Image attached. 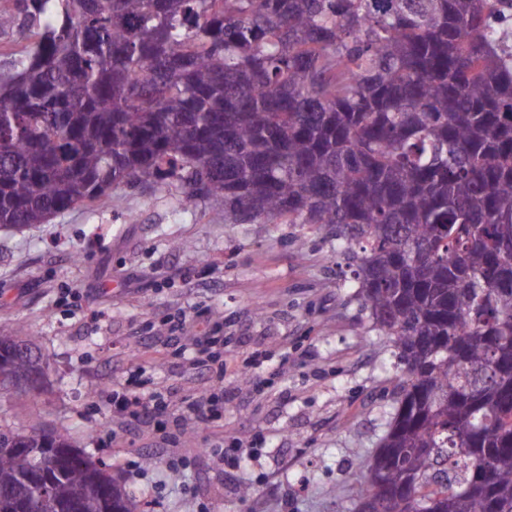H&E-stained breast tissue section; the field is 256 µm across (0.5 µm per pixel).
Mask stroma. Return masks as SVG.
<instances>
[{"instance_id": "1", "label": "stroma", "mask_w": 512, "mask_h": 512, "mask_svg": "<svg viewBox=\"0 0 512 512\" xmlns=\"http://www.w3.org/2000/svg\"><path fill=\"white\" fill-rule=\"evenodd\" d=\"M337 262L335 237L314 225L230 224L138 185L104 207L0 231V329L50 358L26 400L0 390V427L68 434L139 512H357L360 463L387 430L404 366ZM180 313L175 361L140 334ZM219 319L238 361L249 356L238 335L262 340L264 385L226 376L235 398L223 417L169 445L171 414L204 387L190 370L193 338ZM133 369L168 403L146 425L112 410ZM236 439L247 447L232 467L214 449Z\"/></svg>"}]
</instances>
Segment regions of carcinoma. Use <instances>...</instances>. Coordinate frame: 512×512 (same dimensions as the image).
<instances>
[{"label": "carcinoma", "mask_w": 512, "mask_h": 512, "mask_svg": "<svg viewBox=\"0 0 512 512\" xmlns=\"http://www.w3.org/2000/svg\"><path fill=\"white\" fill-rule=\"evenodd\" d=\"M0 227L146 184L336 236L405 370L360 512H512V0H15ZM29 361L0 354V385ZM31 452L20 455L14 444ZM0 428V512H134L106 464ZM52 476L40 469V466L34 465L28 474V483L37 489V492L24 499L19 508L25 512H49L56 503L50 493V485L52 484Z\"/></svg>", "instance_id": "1"}]
</instances>
